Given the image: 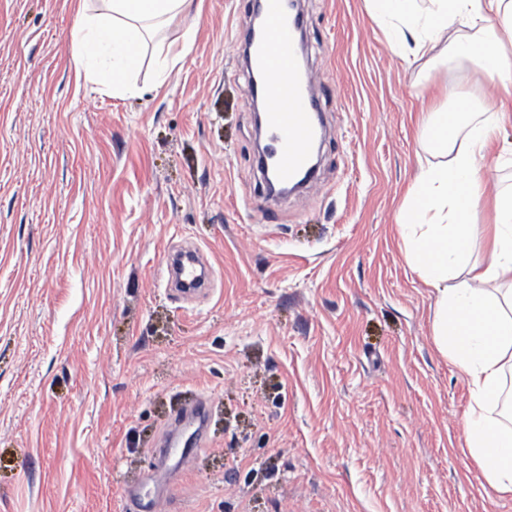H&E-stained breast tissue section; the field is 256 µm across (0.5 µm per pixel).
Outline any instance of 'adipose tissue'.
<instances>
[{
  "label": "adipose tissue",
  "instance_id": "1",
  "mask_svg": "<svg viewBox=\"0 0 512 512\" xmlns=\"http://www.w3.org/2000/svg\"><path fill=\"white\" fill-rule=\"evenodd\" d=\"M391 44L419 59L444 45L482 72L495 110L476 118L469 97L417 118L418 173L397 213L405 259L432 290V341L466 378L465 445L486 482L512 495V187L488 195L486 157L512 120V0H366ZM189 0L79 5L71 31L77 79L128 86L146 36ZM493 223H483L485 207Z\"/></svg>",
  "mask_w": 512,
  "mask_h": 512
}]
</instances>
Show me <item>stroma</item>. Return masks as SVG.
Wrapping results in <instances>:
<instances>
[{"label":"stroma","mask_w":512,"mask_h":512,"mask_svg":"<svg viewBox=\"0 0 512 512\" xmlns=\"http://www.w3.org/2000/svg\"><path fill=\"white\" fill-rule=\"evenodd\" d=\"M192 6L172 74L183 16L115 93L75 79L76 0H0V512H130L157 485L160 512H512L463 449L470 388L395 223L417 114L481 74L406 62L365 0H302L327 132L316 179L275 198L249 0ZM187 242L214 288L184 302L158 267ZM202 397L206 448L169 452ZM195 30L194 28H189L183 36V47L180 50H173L172 48H169L166 52V54L160 58V55L157 59V69H158V75L160 79H166L171 71L174 69L176 65V60H178L185 49V46L192 42L194 38Z\"/></svg>","instance_id":"1"}]
</instances>
